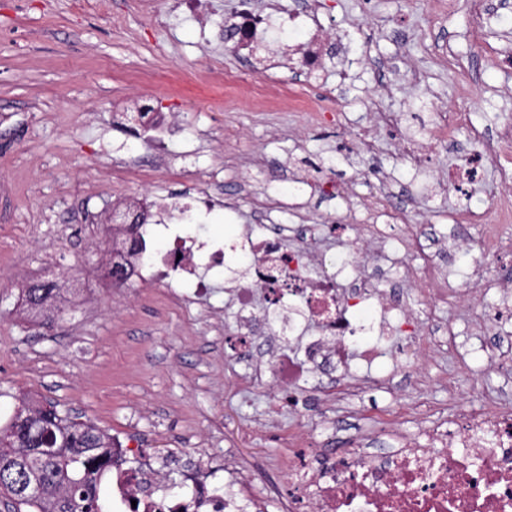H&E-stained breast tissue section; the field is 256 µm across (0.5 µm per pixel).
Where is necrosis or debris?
I'll list each match as a JSON object with an SVG mask.
<instances>
[{"label": "necrosis or debris", "mask_w": 512, "mask_h": 512, "mask_svg": "<svg viewBox=\"0 0 512 512\" xmlns=\"http://www.w3.org/2000/svg\"><path fill=\"white\" fill-rule=\"evenodd\" d=\"M321 9V0H308L306 12L291 15L281 10L279 0H266L263 11L246 7L225 20L224 39L268 48L296 31L301 39L294 46L295 66L312 74L328 57V39L316 23ZM466 124L465 113H436L424 140L406 139L405 156L417 162L422 147L454 145ZM511 146V119L492 133L471 129L466 161L452 184L466 189L486 166L495 167L506 190L493 206L504 226L512 224ZM384 207V197L373 198L362 234L369 243L397 235L400 251L383 259L353 248L338 224L327 227L342 252L338 258L314 247L312 224H252L245 229L237 243L244 269L232 277L228 294L238 355L250 364L251 384L288 392L289 405L296 408L307 378L334 376L343 380L342 398L348 401L374 385L372 369L387 356L413 384H420V361L443 345L437 329L411 328L409 296L391 290V283L408 282L434 300L460 304L493 288L479 270L485 259L512 255V236L488 235L478 245L471 287L461 288L443 257L422 253L416 225ZM170 240L173 250L161 259L165 276L127 254L123 264L128 280L170 285L169 297L177 302L184 296L173 290V283H188L194 299L205 298L208 284L201 272L224 264L223 244L199 231L175 233ZM409 253L421 254L420 264L407 265ZM387 435L393 446L383 452L370 450L358 432L336 447L307 434L291 435L288 478L268 492L279 500L281 512H512L511 404L493 401L477 411L457 400L448 422L414 431L394 427ZM211 466L210 457L199 458L197 474L187 479L188 491L175 496L165 493L152 467L130 470L127 449L113 448L112 512H250L242 486L258 474V467L225 462L224 490L216 493L206 474Z\"/></svg>", "instance_id": "4bbe7bcc"}]
</instances>
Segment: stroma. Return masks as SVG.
Returning a JSON list of instances; mask_svg holds the SVG:
<instances>
[{"mask_svg": "<svg viewBox=\"0 0 512 512\" xmlns=\"http://www.w3.org/2000/svg\"><path fill=\"white\" fill-rule=\"evenodd\" d=\"M203 2L189 15L175 0H0V422L22 397L46 399L127 440L165 478H185L198 453L220 462L229 449L271 463L280 480L289 432L325 434L331 420L289 409L274 387L250 386L233 371L237 331L223 269L208 273L210 293L193 303L172 302L160 285L115 286L91 218L130 198L166 203L192 186L213 198L205 234L232 243L261 223L258 200L294 176L305 182L308 223L345 224L354 238L384 184L397 193L415 184L405 216L427 245L448 239L460 211L482 212L455 257L469 287L464 255L495 224L498 173L486 167L467 195L438 190L466 144L428 151L416 171L400 139L419 135L439 108L489 130L512 117V69L499 62L512 52V0H486L480 43L471 0H457L437 23L427 0H323L339 52L316 78L260 67L262 47L230 50L224 19L239 0ZM322 85L333 88L330 110L346 128L292 117L287 99L317 97ZM143 102L171 115L164 141L118 120ZM378 111L401 115L404 130L378 132L372 157L354 137ZM331 181L348 185L347 203L319 194ZM228 197L234 209H225ZM42 275L66 279L56 299L65 315L51 329L31 318L24 297ZM412 301L453 336L425 362L424 386L400 375L392 393L360 400L378 450L389 422L449 418V397L512 403V364L486 358L488 345L512 340V320L481 334L466 307L417 290Z\"/></svg>", "mask_w": 512, "mask_h": 512, "instance_id": "1", "label": "stroma"}]
</instances>
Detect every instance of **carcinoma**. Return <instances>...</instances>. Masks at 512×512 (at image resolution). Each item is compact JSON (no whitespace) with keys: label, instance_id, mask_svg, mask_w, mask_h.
<instances>
[{"label":"carcinoma","instance_id":"cac0c4a2","mask_svg":"<svg viewBox=\"0 0 512 512\" xmlns=\"http://www.w3.org/2000/svg\"><path fill=\"white\" fill-rule=\"evenodd\" d=\"M28 448L45 450L39 493L16 502L27 512H112L100 485L112 470V439L95 425L55 406L22 403L0 424V490L13 497L24 474L14 457Z\"/></svg>","mask_w":512,"mask_h":512}]
</instances>
